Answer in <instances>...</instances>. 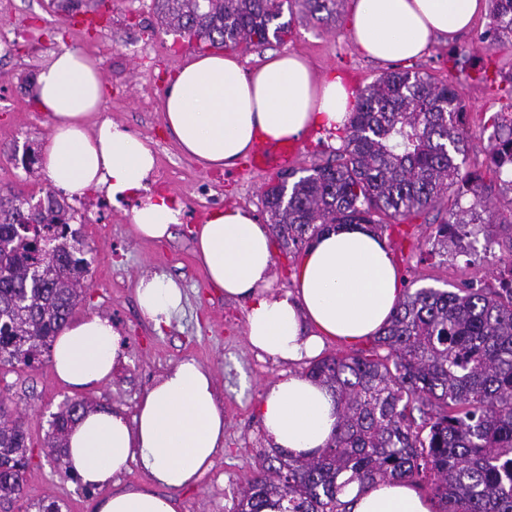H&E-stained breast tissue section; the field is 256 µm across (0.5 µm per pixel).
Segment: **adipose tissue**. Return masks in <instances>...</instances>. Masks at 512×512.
Listing matches in <instances>:
<instances>
[{"label": "adipose tissue", "instance_id": "adipose-tissue-1", "mask_svg": "<svg viewBox=\"0 0 512 512\" xmlns=\"http://www.w3.org/2000/svg\"><path fill=\"white\" fill-rule=\"evenodd\" d=\"M486 8V0H355L351 30L361 52L396 61L423 54L435 38H454ZM104 95L95 59L64 47L40 68L34 100L52 121L43 169L73 197L90 189L112 200L137 198L133 221L144 238L170 237L181 211L151 194L156 159L124 127L89 125ZM349 95L340 78L316 80L301 56H276L252 73L221 51L192 56L166 88L162 112L181 150L208 169L231 168L258 141L295 140L307 129L343 128ZM196 258L210 286L247 305L246 334L261 354L298 362L320 352L325 339L355 343L375 335L401 296L396 266L384 238L366 227L330 229L305 251L295 288L272 290L269 228L247 210H215L195 233ZM142 315L156 330L183 309L180 284L170 276L142 277L136 288ZM120 335L109 319L74 321L57 336L53 370L65 384L91 390L118 365ZM210 373L182 361L143 395L133 416L90 408L71 427L65 461L83 485L101 490L97 512H177L173 498L131 488L111 492L112 480L137 464L154 483L180 489L195 484L224 446V414ZM259 416L276 446L292 455L325 447L337 424L336 404L324 385L302 376L272 384ZM352 512H432L414 488L381 482L361 492L348 487Z\"/></svg>", "mask_w": 512, "mask_h": 512}]
</instances>
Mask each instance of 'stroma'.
<instances>
[{
	"mask_svg": "<svg viewBox=\"0 0 512 512\" xmlns=\"http://www.w3.org/2000/svg\"><path fill=\"white\" fill-rule=\"evenodd\" d=\"M353 3L342 0L338 19L328 24L307 17L297 5L283 12V21L291 27L284 42L236 48L244 71L258 67L270 50L303 56L321 80L357 74L367 85L394 70V63L370 60L355 48L350 30ZM491 26L490 15H481L455 41H435L423 56L405 63L406 68L452 84L466 108L471 132L464 168L486 181L491 175L481 162L493 129L485 120L512 110V38L488 43ZM0 30L7 33L0 41V192L36 200L48 186L46 178L30 177L22 155L43 153L49 144L51 121L37 108L32 87L39 66L65 45L99 59L105 94L97 120H112L152 150L157 165L171 175L166 195L182 213L171 239L156 242L137 235L135 200L106 201L98 190L74 200L73 225L81 230L90 272L84 299L73 316L111 319L121 334V357L111 380L85 392L61 383L48 362L16 372L0 367V396L21 417L32 450L19 504L26 510L53 501L60 512H95L97 492L60 476L46 453L44 439L53 413L67 401L82 398L91 406L133 415L148 388L192 358L211 372L217 386L226 422L224 447L194 485L172 493L180 502L179 512H232L239 491L259 472V456L273 448L258 404L273 383L302 374L307 363L276 361L252 348L246 336V304L207 284L195 259L193 231L219 207L243 208L266 222L262 193L275 173L253 168L246 158L221 171L205 170L180 151L165 126L160 102L170 79L198 48L166 32L154 0H112L107 23L94 31L55 13L49 0H0ZM472 55L486 59L487 81L476 80L468 61ZM296 144L299 154L292 167L302 176L331 158L342 140L340 132L316 128ZM492 206L499 223L479 225L461 246H449L444 253L433 251L430 234L447 218V205L385 230L406 287L452 289L470 280L494 284L502 251L498 241L503 222L512 220V197L493 194ZM153 273L178 280L185 295L183 311L161 334L142 316L135 297L139 279Z\"/></svg>",
	"mask_w": 512,
	"mask_h": 512,
	"instance_id": "obj_1",
	"label": "stroma"
}]
</instances>
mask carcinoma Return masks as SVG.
<instances>
[{
    "label": "carcinoma",
    "instance_id": "cac0c4a2",
    "mask_svg": "<svg viewBox=\"0 0 512 512\" xmlns=\"http://www.w3.org/2000/svg\"><path fill=\"white\" fill-rule=\"evenodd\" d=\"M285 0H155L161 26L204 48L282 42ZM320 21L340 0H299ZM491 39L512 35V0H492ZM465 110L453 88L409 69L388 71L351 93L342 148L290 183L277 174L263 207L280 252L309 246L336 224L383 232L455 196L448 219L430 235L448 241L496 223L492 186L462 172L468 151ZM484 148L501 190L512 193V115L490 117ZM472 195V203L461 198ZM73 208L53 190L33 206L0 196V366L43 363L80 301L89 274ZM499 287L464 282L453 290H405L371 347L310 362L305 376L331 390L339 411L329 444L309 456L275 449L278 465L243 491L236 512H351L346 486L379 481L429 486L439 512H512V225L504 227ZM89 408L65 403L52 414L45 447L70 478L63 448L70 426ZM31 450L24 423L0 398V508L22 495Z\"/></svg>",
    "mask_w": 512,
    "mask_h": 512
}]
</instances>
